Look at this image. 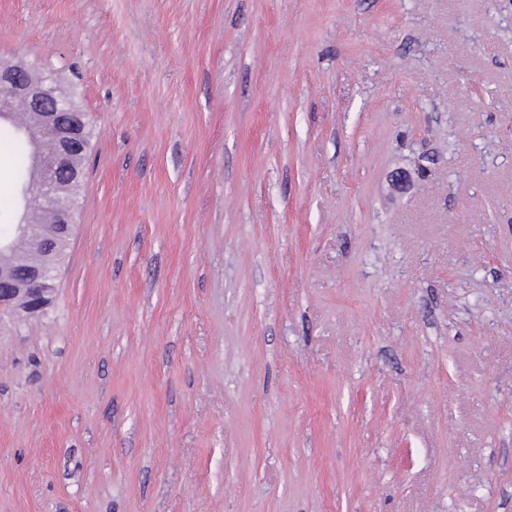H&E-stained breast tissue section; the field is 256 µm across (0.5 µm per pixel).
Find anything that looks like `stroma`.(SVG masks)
Returning a JSON list of instances; mask_svg holds the SVG:
<instances>
[{
    "mask_svg": "<svg viewBox=\"0 0 512 512\" xmlns=\"http://www.w3.org/2000/svg\"><path fill=\"white\" fill-rule=\"evenodd\" d=\"M96 122L0 317V512H512V0H0ZM56 290L45 266L28 269L22 278L13 268H0V315L20 309L30 316L42 315Z\"/></svg>",
    "mask_w": 512,
    "mask_h": 512,
    "instance_id": "1",
    "label": "stroma"
}]
</instances>
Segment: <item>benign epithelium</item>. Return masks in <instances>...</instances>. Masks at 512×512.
<instances>
[{
    "label": "benign epithelium",
    "mask_w": 512,
    "mask_h": 512,
    "mask_svg": "<svg viewBox=\"0 0 512 512\" xmlns=\"http://www.w3.org/2000/svg\"><path fill=\"white\" fill-rule=\"evenodd\" d=\"M0 112L10 109L11 101L25 99L37 112H50L57 116V110L47 108L49 101L59 97L60 88L51 86L46 79H35L25 74V67L11 56L0 55ZM66 121L53 125L54 150L42 154L40 166L42 178L35 195L36 202L51 208L58 215L59 225L46 228L39 224L26 225L25 231L32 243L54 259L59 242L73 234L74 201L58 189V175L73 140L84 136L85 123L81 113L64 111ZM56 294V283L51 281L44 266L28 269L18 277L12 268H0V315L23 310L30 316H39L52 304Z\"/></svg>",
    "instance_id": "7a95c632"
}]
</instances>
